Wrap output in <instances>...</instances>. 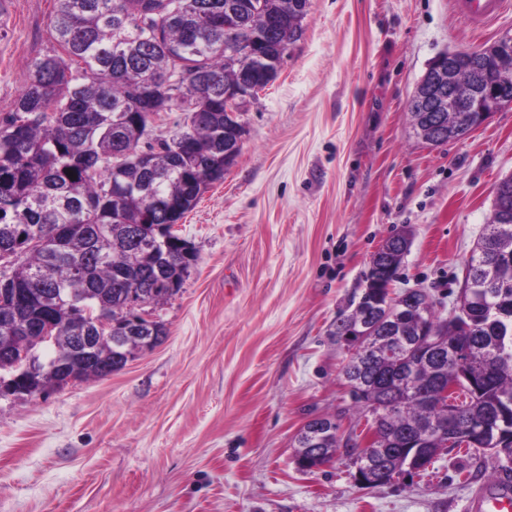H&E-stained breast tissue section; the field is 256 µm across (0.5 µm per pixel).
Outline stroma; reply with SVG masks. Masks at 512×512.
Returning a JSON list of instances; mask_svg holds the SVG:
<instances>
[{
    "label": "stroma",
    "instance_id": "35a3bbf8",
    "mask_svg": "<svg viewBox=\"0 0 512 512\" xmlns=\"http://www.w3.org/2000/svg\"><path fill=\"white\" fill-rule=\"evenodd\" d=\"M0 15V118L28 64L56 50L55 0ZM512 34V11L478 32L452 0H309L303 33L241 120L222 182L180 221L197 262L148 306L166 334L119 372L0 398V512H468L482 462L441 455L420 477L357 487L340 455L295 463L305 422L351 413L331 331L370 258L413 231L399 288L456 304L464 264L512 174V108L465 139L428 145L407 102L438 54Z\"/></svg>",
    "mask_w": 512,
    "mask_h": 512
}]
</instances>
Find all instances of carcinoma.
<instances>
[{
	"mask_svg": "<svg viewBox=\"0 0 512 512\" xmlns=\"http://www.w3.org/2000/svg\"><path fill=\"white\" fill-rule=\"evenodd\" d=\"M51 31L64 54H46L27 68L14 110L0 120V252L16 254L3 284L20 291L0 299V336L14 351L43 346L48 359L68 364L85 379L121 370L108 340L86 358L76 354L84 307L112 314V335L122 334L131 298L153 305L176 294L197 260L196 250L171 230L208 186L224 180V150L236 142L237 114L224 108V88L256 70L251 38L270 18L282 26L284 47L264 62L273 81L287 46L303 31L309 0H55ZM163 112H181L170 137H153ZM432 116L442 142L471 131L453 109ZM386 265L398 273L412 244L411 231L389 235ZM474 291L461 290L468 309L469 352L455 354L461 328L443 326L435 306L406 310L387 328L374 325L372 295L365 293L336 319L333 335L362 323L373 326L358 357L342 367L353 408L379 413V445L391 451V470L402 449L428 430L483 426L512 435V217L490 220L466 263ZM13 328L4 332L1 322ZM436 327L448 346L424 354L413 346L420 325ZM48 329L54 339L34 337ZM33 376L0 363V385L36 396L62 387L59 369L39 362ZM456 385L459 404L438 410L426 396L439 384ZM333 416L297 435L298 451L323 449L318 464L340 449ZM490 471L472 475L492 484L512 476V465L482 454Z\"/></svg>",
	"mask_w": 512,
	"mask_h": 512,
	"instance_id": "1",
	"label": "carcinoma"
}]
</instances>
